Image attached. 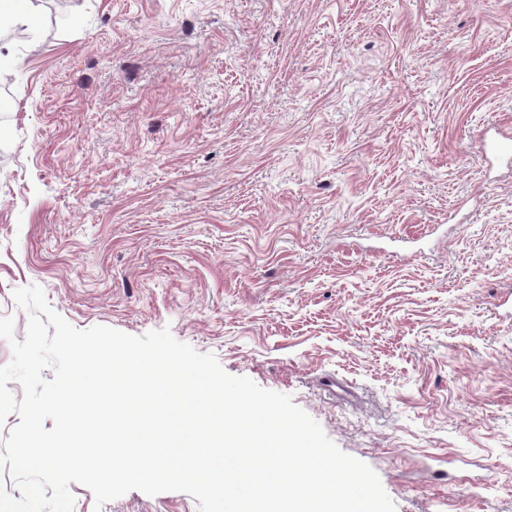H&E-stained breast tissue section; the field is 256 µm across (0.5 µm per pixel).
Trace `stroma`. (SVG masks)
Listing matches in <instances>:
<instances>
[{
    "instance_id": "stroma-1",
    "label": "stroma",
    "mask_w": 512,
    "mask_h": 512,
    "mask_svg": "<svg viewBox=\"0 0 512 512\" xmlns=\"http://www.w3.org/2000/svg\"><path fill=\"white\" fill-rule=\"evenodd\" d=\"M0 77V317L173 337L395 512H512V0H36ZM332 374L347 396L321 385ZM74 512H200L133 490ZM481 156L484 163L504 166L512 170V139L510 135H503L496 129H485L480 141Z\"/></svg>"
}]
</instances>
